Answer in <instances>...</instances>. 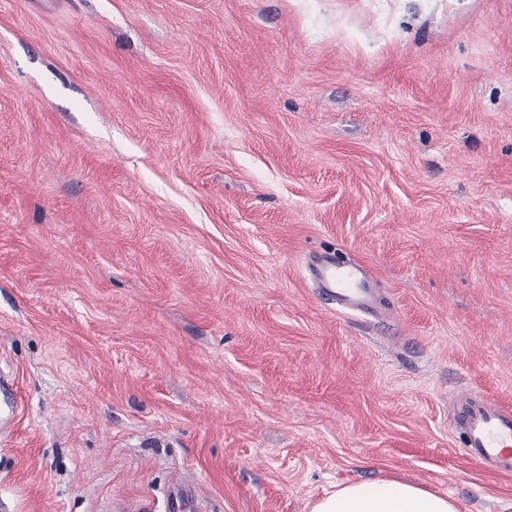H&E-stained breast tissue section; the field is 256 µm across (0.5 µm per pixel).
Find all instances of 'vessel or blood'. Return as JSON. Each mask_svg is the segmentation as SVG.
I'll return each instance as SVG.
<instances>
[{"label": "vessel or blood", "mask_w": 512, "mask_h": 512, "mask_svg": "<svg viewBox=\"0 0 512 512\" xmlns=\"http://www.w3.org/2000/svg\"><path fill=\"white\" fill-rule=\"evenodd\" d=\"M324 293L337 305L370 313L373 284L364 266L323 256L314 270ZM466 456L494 473H512V409L464 388L453 397Z\"/></svg>", "instance_id": "1"}]
</instances>
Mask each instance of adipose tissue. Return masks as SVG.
<instances>
[{
    "mask_svg": "<svg viewBox=\"0 0 512 512\" xmlns=\"http://www.w3.org/2000/svg\"><path fill=\"white\" fill-rule=\"evenodd\" d=\"M310 512H458L445 495L397 479L339 484L317 499Z\"/></svg>",
    "mask_w": 512,
    "mask_h": 512,
    "instance_id": "obj_1",
    "label": "adipose tissue"
}]
</instances>
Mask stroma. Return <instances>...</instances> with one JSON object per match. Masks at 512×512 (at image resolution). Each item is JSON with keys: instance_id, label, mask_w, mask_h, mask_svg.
Wrapping results in <instances>:
<instances>
[{"instance_id": "obj_1", "label": "stroma", "mask_w": 512, "mask_h": 512, "mask_svg": "<svg viewBox=\"0 0 512 512\" xmlns=\"http://www.w3.org/2000/svg\"><path fill=\"white\" fill-rule=\"evenodd\" d=\"M0 371V512H512V0H0ZM314 277L338 306L365 314L372 310L374 288L364 266L325 255L317 263ZM465 455L494 473H512V409L464 388L455 393ZM310 512H458L454 501L397 479L337 484L317 499Z\"/></svg>"}]
</instances>
